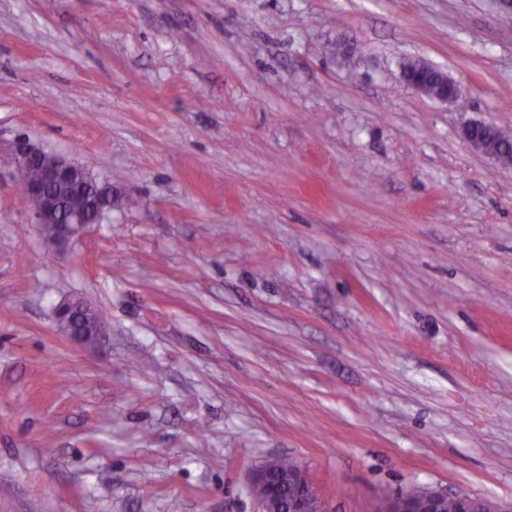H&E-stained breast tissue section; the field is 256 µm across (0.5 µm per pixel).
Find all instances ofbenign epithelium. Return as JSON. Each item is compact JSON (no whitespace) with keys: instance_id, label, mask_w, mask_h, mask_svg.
I'll list each match as a JSON object with an SVG mask.
<instances>
[{"instance_id":"benign-epithelium-1","label":"benign epithelium","mask_w":512,"mask_h":512,"mask_svg":"<svg viewBox=\"0 0 512 512\" xmlns=\"http://www.w3.org/2000/svg\"><path fill=\"white\" fill-rule=\"evenodd\" d=\"M6 157L18 173L21 189L32 206L36 223L57 226L54 240L75 238L93 222L99 223L111 213L106 207L94 220L79 209L62 216L58 187L73 182L91 185L105 182L69 157L49 153L24 135L13 139ZM33 166L39 167L40 174L38 179L30 181L26 174ZM92 313L93 308L86 303L64 302L57 306L55 318L64 335L87 344L99 335L87 325V317ZM274 471V461L270 460L259 466L251 478V485L264 484L267 487L265 497L260 500L262 512H325L304 467L288 473L286 487ZM450 497L455 500L456 512H512V502L501 503L467 494L450 496L430 489L394 495L384 501L378 512H445Z\"/></svg>"}]
</instances>
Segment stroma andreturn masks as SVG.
Returning <instances> with one entry per match:
<instances>
[{
  "label": "stroma",
  "instance_id": "stroma-1",
  "mask_svg": "<svg viewBox=\"0 0 512 512\" xmlns=\"http://www.w3.org/2000/svg\"><path fill=\"white\" fill-rule=\"evenodd\" d=\"M474 121L512 130L491 0H0V147L113 197L57 244L0 157V512H261L284 455L328 512L512 501V168ZM96 313L91 306L82 302H64L55 310L56 322L61 332L74 341L91 343L100 332L88 328L87 317ZM97 314V313H96ZM511 512V503H501L467 494L448 495L430 489L413 490L394 495L384 501L377 512Z\"/></svg>",
  "mask_w": 512,
  "mask_h": 512
}]
</instances>
